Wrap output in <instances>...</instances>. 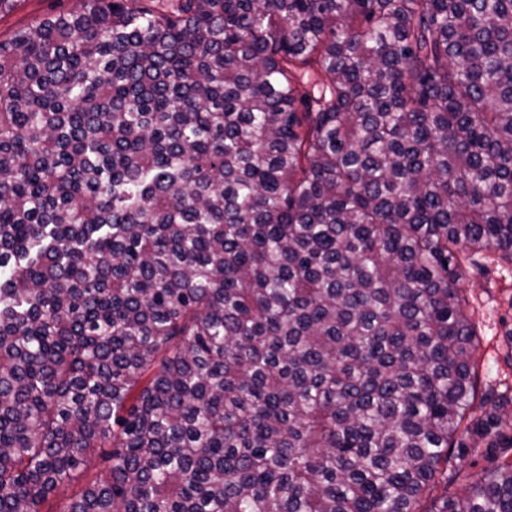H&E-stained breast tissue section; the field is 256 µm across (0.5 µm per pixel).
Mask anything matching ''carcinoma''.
I'll list each match as a JSON object with an SVG mask.
<instances>
[{
	"mask_svg": "<svg viewBox=\"0 0 512 512\" xmlns=\"http://www.w3.org/2000/svg\"><path fill=\"white\" fill-rule=\"evenodd\" d=\"M512 263V0H80L0 42V512H512L449 466ZM464 493L448 495V482ZM460 282L477 331V398H512V265L493 250L472 257Z\"/></svg>",
	"mask_w": 512,
	"mask_h": 512,
	"instance_id": "cac0c4a2",
	"label": "carcinoma"
}]
</instances>
